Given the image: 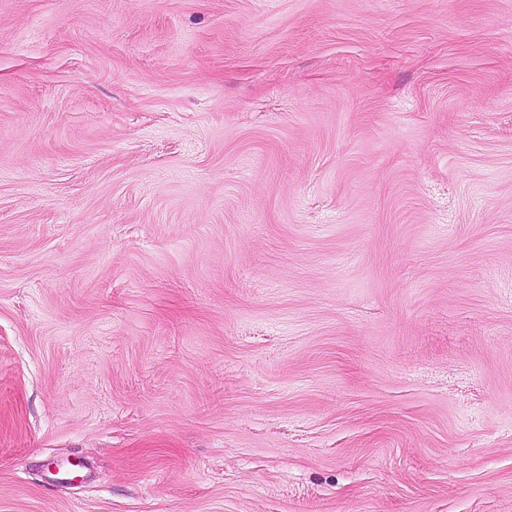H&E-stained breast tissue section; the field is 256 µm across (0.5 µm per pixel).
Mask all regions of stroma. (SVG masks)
I'll list each match as a JSON object with an SVG mask.
<instances>
[{
  "instance_id": "1",
  "label": "stroma",
  "mask_w": 512,
  "mask_h": 512,
  "mask_svg": "<svg viewBox=\"0 0 512 512\" xmlns=\"http://www.w3.org/2000/svg\"><path fill=\"white\" fill-rule=\"evenodd\" d=\"M0 512H512V0H0Z\"/></svg>"
}]
</instances>
